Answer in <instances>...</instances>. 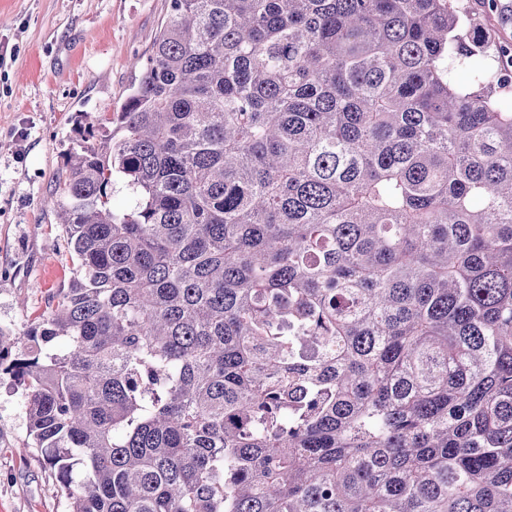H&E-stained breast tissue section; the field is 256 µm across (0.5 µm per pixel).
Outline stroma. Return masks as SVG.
<instances>
[{
  "mask_svg": "<svg viewBox=\"0 0 512 512\" xmlns=\"http://www.w3.org/2000/svg\"><path fill=\"white\" fill-rule=\"evenodd\" d=\"M491 51L512 49V0H457ZM170 0H0V329L22 335L74 264L47 197L80 126L119 111ZM0 512H68L29 436L24 395L0 376Z\"/></svg>",
  "mask_w": 512,
  "mask_h": 512,
  "instance_id": "obj_1",
  "label": "stroma"
}]
</instances>
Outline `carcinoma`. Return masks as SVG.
Segmentation results:
<instances>
[{
  "label": "carcinoma",
  "mask_w": 512,
  "mask_h": 512,
  "mask_svg": "<svg viewBox=\"0 0 512 512\" xmlns=\"http://www.w3.org/2000/svg\"><path fill=\"white\" fill-rule=\"evenodd\" d=\"M171 11L48 200L70 288L0 330L70 512H512L496 56L454 0Z\"/></svg>",
  "instance_id": "1"
}]
</instances>
